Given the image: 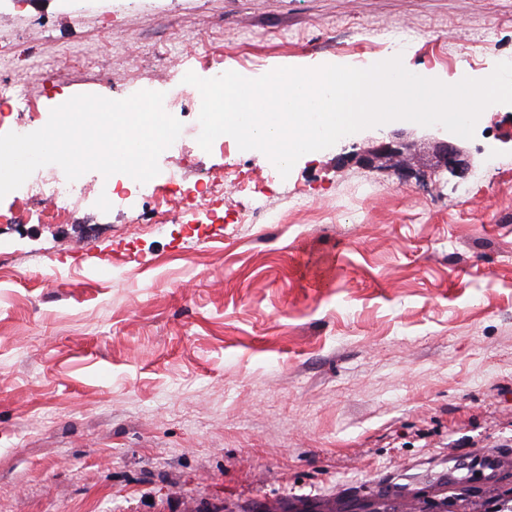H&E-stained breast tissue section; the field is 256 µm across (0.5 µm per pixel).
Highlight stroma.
I'll return each instance as SVG.
<instances>
[{
	"instance_id": "obj_1",
	"label": "stroma",
	"mask_w": 512,
	"mask_h": 512,
	"mask_svg": "<svg viewBox=\"0 0 512 512\" xmlns=\"http://www.w3.org/2000/svg\"><path fill=\"white\" fill-rule=\"evenodd\" d=\"M391 31L412 36L408 71L482 79L512 57V0H0L15 57L0 83L33 103L0 134L76 95L168 92L205 46L256 79L369 67ZM174 116L161 174L235 164L255 192L225 186L192 230L147 182L118 206L91 192L61 227L0 199V512H472L512 496L476 466L512 460V105L470 139L366 128L285 178L231 136L204 151L192 97ZM394 133L399 166L356 162ZM443 139L473 172L435 168ZM245 205L281 221L241 223Z\"/></svg>"
}]
</instances>
